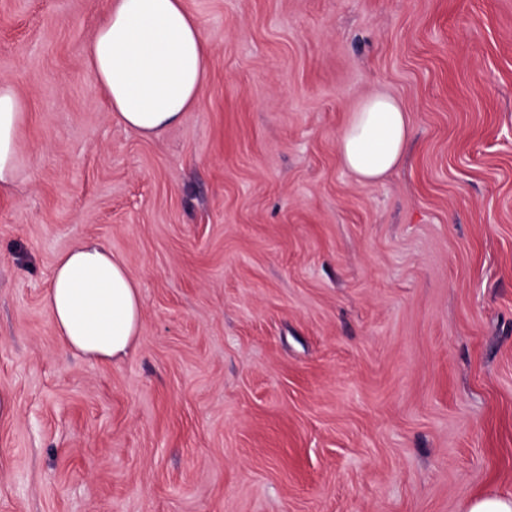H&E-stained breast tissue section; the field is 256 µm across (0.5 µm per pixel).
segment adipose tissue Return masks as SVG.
Segmentation results:
<instances>
[{"label":"adipose tissue","mask_w":512,"mask_h":512,"mask_svg":"<svg viewBox=\"0 0 512 512\" xmlns=\"http://www.w3.org/2000/svg\"><path fill=\"white\" fill-rule=\"evenodd\" d=\"M207 53L184 0H111L85 59L113 118L149 139L200 106ZM27 119L26 101L1 80L0 192L19 173L17 134ZM409 134L400 102L381 91L369 93L340 130L339 163L360 181H377L400 165ZM43 301L63 345L91 363L126 357L142 327L138 283L99 242H78L58 256Z\"/></svg>","instance_id":"1"}]
</instances>
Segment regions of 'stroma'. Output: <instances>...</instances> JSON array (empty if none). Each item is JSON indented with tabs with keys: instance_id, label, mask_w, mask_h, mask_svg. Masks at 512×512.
<instances>
[{
	"instance_id": "stroma-1",
	"label": "stroma",
	"mask_w": 512,
	"mask_h": 512,
	"mask_svg": "<svg viewBox=\"0 0 512 512\" xmlns=\"http://www.w3.org/2000/svg\"><path fill=\"white\" fill-rule=\"evenodd\" d=\"M110 0H0L28 105L0 194V512H465L512 493V0H185L200 107L145 139L85 49ZM407 111L403 163L338 162ZM138 281L117 362L61 349L57 256ZM410 129L398 100L381 91L369 93L340 130L339 163L362 182L377 181L400 165Z\"/></svg>"
}]
</instances>
